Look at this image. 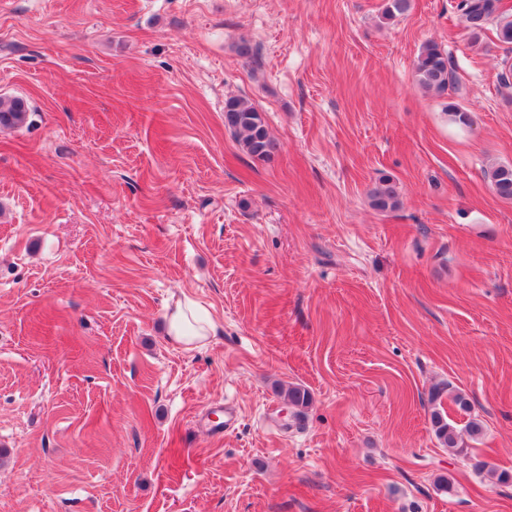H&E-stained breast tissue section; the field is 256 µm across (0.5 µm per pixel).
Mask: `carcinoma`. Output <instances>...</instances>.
Masks as SVG:
<instances>
[{"label":"carcinoma","mask_w":512,"mask_h":512,"mask_svg":"<svg viewBox=\"0 0 512 512\" xmlns=\"http://www.w3.org/2000/svg\"><path fill=\"white\" fill-rule=\"evenodd\" d=\"M457 9L466 26L477 35L492 20L496 21V35L500 43L512 46V14L501 12L500 0H459ZM416 77L420 87L443 95L457 85L455 71L448 54L434 43L424 45L416 63ZM29 112L23 99L0 97V127L14 128L24 125ZM224 127L250 156L270 160L275 155L277 143L269 133L262 113L241 98L227 100L224 106ZM485 176L494 192L503 200L512 201V165L499 164L490 167ZM370 204L380 211L394 210L399 204L396 186L388 178H381L369 192ZM453 403L459 414L467 417L463 427L447 420L440 412L432 415V425L442 445L455 456L467 451L464 438L477 439L483 433V423L471 415V404L461 394Z\"/></svg>","instance_id":"1"}]
</instances>
